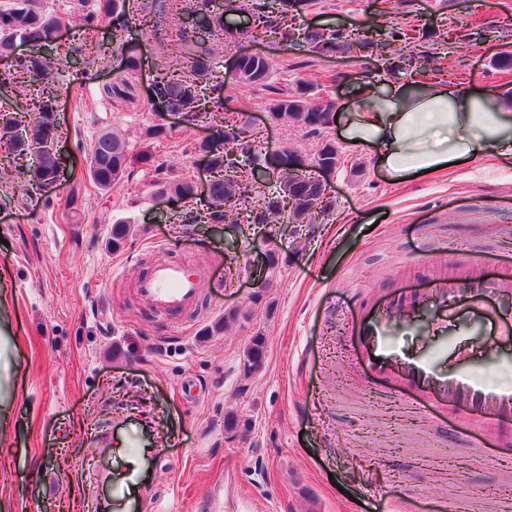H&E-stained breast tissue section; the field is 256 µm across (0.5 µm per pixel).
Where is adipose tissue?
Segmentation results:
<instances>
[{"mask_svg": "<svg viewBox=\"0 0 512 512\" xmlns=\"http://www.w3.org/2000/svg\"><path fill=\"white\" fill-rule=\"evenodd\" d=\"M343 133L373 149L394 183L457 161L512 157V93L413 81L387 92L368 88Z\"/></svg>", "mask_w": 512, "mask_h": 512, "instance_id": "obj_1", "label": "adipose tissue"}]
</instances>
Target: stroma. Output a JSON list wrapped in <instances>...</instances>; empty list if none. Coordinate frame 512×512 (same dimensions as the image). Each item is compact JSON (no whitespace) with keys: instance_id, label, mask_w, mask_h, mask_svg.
Returning <instances> with one entry per match:
<instances>
[{"instance_id":"obj_1","label":"stroma","mask_w":512,"mask_h":512,"mask_svg":"<svg viewBox=\"0 0 512 512\" xmlns=\"http://www.w3.org/2000/svg\"><path fill=\"white\" fill-rule=\"evenodd\" d=\"M97 0H43L62 20L59 41L73 53L85 41L94 64L57 60L54 146L70 180L48 192L0 180V512H92L104 484L120 500L139 483L143 512H195L228 471L224 491L238 512H388L393 499L443 496L476 512H512V462L470 446L451 423L435 425L392 398L334 377L345 364L341 310L383 291L421 284L441 266L468 274L512 262V160L479 157L428 178L388 181L369 148L341 133L361 87L407 79L512 92V0H316L289 32L242 40V53L271 62L266 85L236 81L227 54L213 61L228 111L257 148L286 144L313 154L318 137L276 124L270 89L305 80L336 103L327 131L341 161L326 178L332 201L313 229L281 224L283 258L264 285L253 269L262 230L252 224H190L180 205L156 201L158 170L209 183L195 149L210 122L151 111L153 60L125 73L112 27L80 30ZM425 37L414 68L388 74L395 45L372 55L319 54L304 32L350 36L372 28ZM118 93L104 98L102 85ZM83 94L75 107L74 91ZM161 125L160 138L145 135ZM128 140L130 175L111 193L86 175L97 136ZM134 232L120 252L112 224ZM238 252H231L230 241ZM200 277L195 305L176 315L151 310L135 290L155 262ZM220 288H213V281ZM338 315L324 317L327 305ZM226 328L206 335L208 325ZM460 348L478 356L494 338L486 321H448ZM267 343L261 371L244 377L241 359L256 335ZM235 415V431L224 429ZM373 478L378 498L361 496Z\"/></svg>"}]
</instances>
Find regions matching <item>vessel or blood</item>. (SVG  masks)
I'll use <instances>...</instances> for the list:
<instances>
[{
    "label": "vessel or blood",
    "instance_id": "obj_1",
    "mask_svg": "<svg viewBox=\"0 0 512 512\" xmlns=\"http://www.w3.org/2000/svg\"><path fill=\"white\" fill-rule=\"evenodd\" d=\"M200 284L185 269L169 261L157 262L138 282V292L155 312L169 314L190 308ZM512 308V267L489 274L470 275L444 270L433 275L428 287L396 288L359 307L347 320V359L352 371L392 394L403 395L406 405L433 422L449 413L463 416L466 430L487 422L512 423V387L486 382L487 370L512 365V355L491 350L478 359L460 356L457 368H445L449 355L458 354L448 333V315L464 311L497 320L498 334L512 342V316H499ZM424 322L431 344L407 352L393 342L396 331L413 319Z\"/></svg>",
    "mask_w": 512,
    "mask_h": 512
}]
</instances>
